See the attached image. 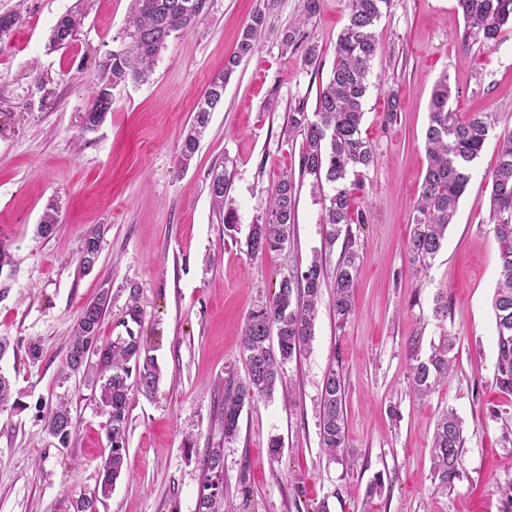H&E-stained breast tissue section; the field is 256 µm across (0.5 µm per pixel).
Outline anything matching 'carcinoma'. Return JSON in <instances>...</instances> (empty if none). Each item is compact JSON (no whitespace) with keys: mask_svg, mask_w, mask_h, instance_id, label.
Listing matches in <instances>:
<instances>
[{"mask_svg":"<svg viewBox=\"0 0 512 512\" xmlns=\"http://www.w3.org/2000/svg\"><path fill=\"white\" fill-rule=\"evenodd\" d=\"M127 20L129 42L112 52L106 65L105 79L90 91V105L80 113L81 131L91 132L88 124L102 122L112 110V89L129 80H143L152 74L155 61L175 32L196 24L205 14L203 0H132ZM391 0H347V23L338 35L331 76L317 97L313 115L304 106L296 107L289 120L303 135L300 171L312 177V187L320 195L322 223L328 244L345 236L342 260L336 268L332 306L338 323H344L354 308L359 254L354 249L351 225L364 223L361 213L351 209L348 178L358 182L373 163L370 142L362 136L364 100L370 87L369 77L374 59L382 48L373 28L388 9ZM465 21V41L486 45L496 41L512 24V0H458ZM84 14L79 10L64 14L54 26L50 45L62 46L76 37ZM22 21L17 10L0 13V43ZM266 25L265 13L259 11L243 31L237 48L226 57L224 72L209 82L199 99L191 128L185 137L179 163L189 165L207 127L210 116L224 99V88L232 73L255 49L258 33ZM448 87V74L435 82L429 102V124L425 150L428 165L419 196L411 211L413 234L407 256L416 272L423 271L438 254L452 224L461 197L471 175L469 164L482 152L489 130L491 114L480 113L467 122L456 118ZM498 162L491 174L490 208L494 232L499 244L500 279L493 309L497 330V385L512 393V130L501 132L497 139ZM230 182L227 171L212 175L210 195L214 205H224ZM330 187L325 192L324 186ZM295 221V185L286 173L271 188L265 222L253 226L246 240L252 255L283 250L290 241ZM104 229L91 228L85 234L79 255V273L91 271L85 255L98 252ZM323 283L322 267L314 261L293 276L282 279L271 300L251 311L245 322L242 345L247 361L245 379L224 395V437L232 439L238 431L243 408L259 399L271 397L283 384V366L298 356L313 334L317 303ZM109 291L102 290L83 307L78 317L66 360V370L86 371V377L98 390L99 407L107 416L105 437L109 447L97 494L82 497L72 504L73 512H96L99 498L109 496L113 483L120 477L126 457L128 417L134 391H154L160 369L146 350L141 336L130 327L104 346L93 361L88 348L97 341L108 306ZM455 337H442L430 356L411 365L415 394L428 395L452 369L451 353ZM345 383L341 373L330 370L323 384L320 441L321 448L333 461L348 454L344 432L343 403ZM73 420L68 401L61 399L51 408L44 431L67 446ZM464 426L457 414L449 410L439 419L432 451V474L445 489L460 478L464 448ZM223 449L212 448L207 458L210 473L198 500V512H216L218 475L223 466Z\"/></svg>","mask_w":512,"mask_h":512,"instance_id":"carcinoma-1","label":"carcinoma"}]
</instances>
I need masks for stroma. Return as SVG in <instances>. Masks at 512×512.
Instances as JSON below:
<instances>
[{"instance_id":"35a3bbf8","label":"stroma","mask_w":512,"mask_h":512,"mask_svg":"<svg viewBox=\"0 0 512 512\" xmlns=\"http://www.w3.org/2000/svg\"><path fill=\"white\" fill-rule=\"evenodd\" d=\"M86 18L70 44L50 47L51 29L73 8ZM131 0H0L23 21L0 47V336L10 346L0 373L13 402L0 409V512H68L97 490L108 454L97 398L82 373L63 374L69 337L83 305L108 289L100 330L123 333L130 301L138 332L158 366L154 393H134L126 466L99 512H196L207 481L208 449L224 451L220 512H512V394L495 383L492 307L499 280L488 176L497 137L512 129V29L485 46L465 44L457 0H392L375 32L383 51L372 65L362 134L374 162L349 188L360 255L354 311L338 323L332 286L343 245H327L322 207L300 175L303 139L290 126L296 106L314 112L346 23L345 0H209L191 29L172 34L148 81L112 91L97 131L78 116L123 44ZM267 27L254 54L232 74L187 169L177 156L210 79L223 71L255 12ZM304 44L283 50L284 32ZM319 59L305 61L307 46ZM447 76L461 119L493 115L472 179L447 239L424 275L406 257L409 215L427 168L428 104ZM399 104L390 112V101ZM227 169L223 210L210 196L213 172ZM296 183L295 224L284 250L251 256L246 239L267 211L282 173ZM59 222L41 235L46 206ZM236 217L224 228L223 213ZM103 225L99 261L77 271L86 229ZM321 262L325 281L313 335L284 366L286 386L246 405L239 432L225 440L226 388L247 374L241 347L250 311L280 279ZM447 303L446 316L434 312ZM456 338L446 379L426 398L411 387V354L427 358L441 336ZM43 356L30 362V342ZM346 383L350 456L329 460L320 446L324 378ZM69 399L76 431L67 446L43 431L56 397ZM463 421L462 473L450 489L432 475V439L447 410ZM279 447H272V440Z\"/></svg>"}]
</instances>
